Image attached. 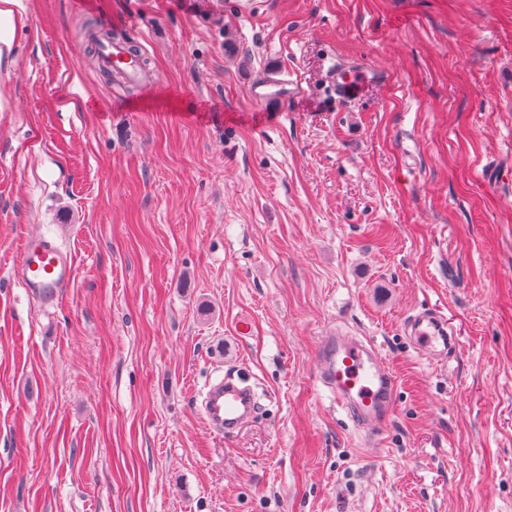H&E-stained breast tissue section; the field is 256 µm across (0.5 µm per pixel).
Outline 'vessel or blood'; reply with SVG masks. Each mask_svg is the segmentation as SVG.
Instances as JSON below:
<instances>
[{
	"label": "vessel or blood",
	"mask_w": 512,
	"mask_h": 512,
	"mask_svg": "<svg viewBox=\"0 0 512 512\" xmlns=\"http://www.w3.org/2000/svg\"><path fill=\"white\" fill-rule=\"evenodd\" d=\"M98 61L102 70H122L126 82L141 84L151 80L144 70V57L131 56L123 41H103ZM330 72L336 96L341 100L355 96L376 76L375 70L367 67L351 71L334 65ZM72 274L68 253L41 237L25 243L13 267L16 283L46 304L56 299ZM408 334L425 358L436 361L447 360L449 352L458 346L454 329L436 311L415 316L408 326ZM320 375L330 387L337 406L350 413L359 428L380 430L392 409L395 382L375 349L358 341L337 338L330 344V357ZM202 408L217 430L231 433L253 418L257 400L249 385L228 376L209 384Z\"/></svg>",
	"instance_id": "obj_1"
}]
</instances>
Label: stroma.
I'll list each match as a JSON object with an SVG mask.
<instances>
[{
    "mask_svg": "<svg viewBox=\"0 0 512 512\" xmlns=\"http://www.w3.org/2000/svg\"><path fill=\"white\" fill-rule=\"evenodd\" d=\"M0 50V512H512V0H22ZM145 48L156 85L85 30ZM378 76L337 102L331 65ZM270 78L298 94L260 103ZM74 101V110L62 105ZM74 276L12 279L27 237ZM436 307L434 368L403 334ZM395 379L368 449L326 340ZM238 367L253 422L195 406ZM98 61L104 71L121 69L127 83H157L159 80L143 70L144 51L134 58L129 54L126 43L120 40L103 41L99 46ZM72 274L68 253L41 237L25 243L13 267L16 283L27 293L36 295L44 304H50L56 299Z\"/></svg>",
    "mask_w": 512,
    "mask_h": 512,
    "instance_id": "35a3bbf8",
    "label": "stroma"
}]
</instances>
